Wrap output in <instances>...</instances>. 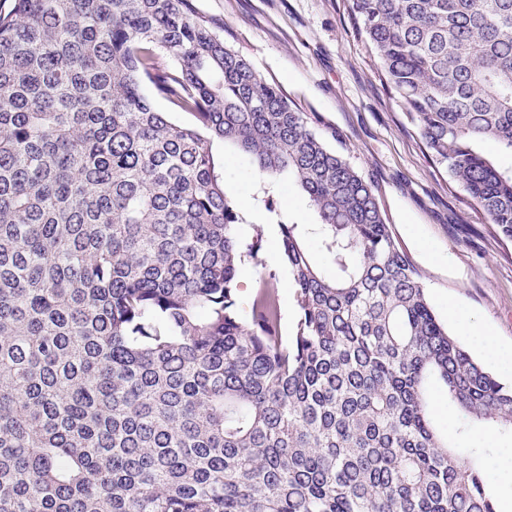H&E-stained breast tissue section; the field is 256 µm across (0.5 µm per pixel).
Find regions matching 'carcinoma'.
Listing matches in <instances>:
<instances>
[{"label": "carcinoma", "mask_w": 512, "mask_h": 512, "mask_svg": "<svg viewBox=\"0 0 512 512\" xmlns=\"http://www.w3.org/2000/svg\"><path fill=\"white\" fill-rule=\"evenodd\" d=\"M351 11L432 161L511 238L512 168L481 144L512 157V0ZM217 143L278 225L288 331L274 274L238 312L260 260ZM284 181L313 223L278 213ZM433 382L512 432V387L439 322L374 182L192 0L0 3V512H495ZM431 394L434 395L435 403L438 405L433 413L435 414L440 428L444 432L448 431L451 432L452 435H455L463 429L462 421L455 413L448 409V401L442 385L439 383L433 385Z\"/></svg>", "instance_id": "cac0c4a2"}]
</instances>
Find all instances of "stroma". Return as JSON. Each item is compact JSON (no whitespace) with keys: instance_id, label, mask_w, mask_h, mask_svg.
Instances as JSON below:
<instances>
[{"instance_id":"1","label":"stroma","mask_w":512,"mask_h":512,"mask_svg":"<svg viewBox=\"0 0 512 512\" xmlns=\"http://www.w3.org/2000/svg\"><path fill=\"white\" fill-rule=\"evenodd\" d=\"M225 39L265 80L276 83L320 129L336 132L334 146L379 189L392 232L420 272L428 301L451 336L467 343L448 320L447 300L474 322L496 329L512 347V238L428 156L416 126L393 90L379 78V62L356 32L350 0H193ZM224 181L241 208L253 207L256 175L242 154L220 153ZM266 215L240 227L259 242L260 264L238 273V310L261 274H276L286 321L295 315L294 290L280 257L279 234ZM263 225L255 237L254 225Z\"/></svg>"}]
</instances>
